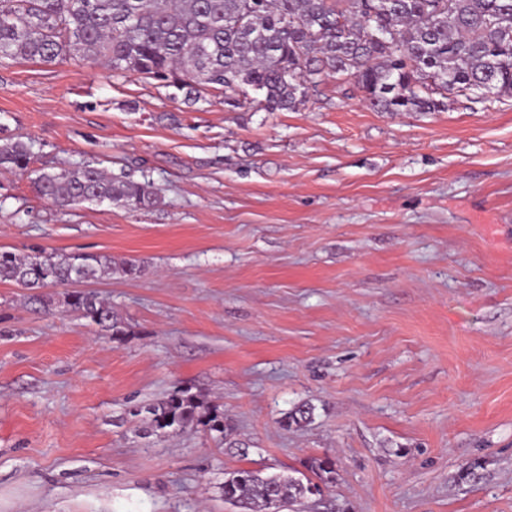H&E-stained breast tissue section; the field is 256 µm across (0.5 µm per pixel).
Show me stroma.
<instances>
[{"label": "stroma", "instance_id": "1", "mask_svg": "<svg viewBox=\"0 0 512 512\" xmlns=\"http://www.w3.org/2000/svg\"><path fill=\"white\" fill-rule=\"evenodd\" d=\"M0 248L137 265L93 283L114 336L0 283V512H236L241 469L334 480L297 512H512V99L380 112L323 78L231 109L100 63L0 62ZM148 183L142 210L61 209L37 169ZM219 406L146 437L175 388ZM310 404L302 426L284 427ZM0 169L25 170L32 160V146L22 140L0 139ZM132 416H141L145 435L183 431L199 425L224 437L231 430L224 422V413L219 412L217 406L205 405L186 388H176L162 399L135 409Z\"/></svg>", "mask_w": 512, "mask_h": 512}]
</instances>
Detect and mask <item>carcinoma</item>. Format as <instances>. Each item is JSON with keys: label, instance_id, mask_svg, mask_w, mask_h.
<instances>
[{"label": "carcinoma", "instance_id": "1", "mask_svg": "<svg viewBox=\"0 0 512 512\" xmlns=\"http://www.w3.org/2000/svg\"><path fill=\"white\" fill-rule=\"evenodd\" d=\"M103 61L114 75H143L196 96L224 89L227 104L254 111L295 109L323 76L355 78L364 101L380 112H436L464 96L492 102L512 97V0H0V60ZM255 96H248V91ZM441 99H436V96ZM31 144L0 143V169L25 170ZM36 193L60 207L115 202L153 205L147 183L114 180L89 164L45 167ZM137 266L104 255L45 250L20 256L0 249V282L34 291L80 283ZM64 304L112 335L122 334L112 307L93 292L66 294ZM301 405L284 419L308 421ZM145 434L202 425L224 436L217 407L186 388L133 411ZM318 481L239 469L224 481V502L240 512H279L322 492Z\"/></svg>", "mask_w": 512, "mask_h": 512}]
</instances>
